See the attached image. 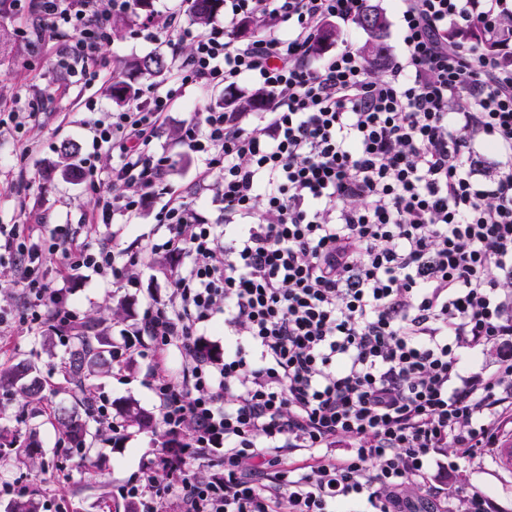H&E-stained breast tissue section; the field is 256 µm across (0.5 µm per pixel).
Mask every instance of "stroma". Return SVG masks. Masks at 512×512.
Instances as JSON below:
<instances>
[{
	"label": "stroma",
	"instance_id": "obj_1",
	"mask_svg": "<svg viewBox=\"0 0 512 512\" xmlns=\"http://www.w3.org/2000/svg\"><path fill=\"white\" fill-rule=\"evenodd\" d=\"M0 25L10 31L28 30L19 37L18 49L0 62V112L27 109L31 115L22 134L0 132V224H23L34 216H45L48 223L68 226L72 232L84 233L83 218L94 207L80 179H63L64 161L59 147L62 142L74 144L85 153L87 140L77 119L83 113V102L92 98L109 110H116L108 86L124 76L125 59L159 51L169 53L166 39L146 42L134 37L131 29L114 36L104 49L96 67L100 84L84 87L73 84L61 63L62 44L41 36L35 21L23 10L0 9ZM38 88L42 99L29 108L31 88ZM224 88L201 91L187 88L175 102L168 120L156 141L158 150L172 158L169 181L178 187L192 183L200 159L185 151L180 142L181 125L189 120L200 104H217ZM31 143V151H23V143ZM37 171L36 181L22 176V169ZM155 207H147L133 218L116 217L103 228L101 241L114 242L121 250L146 253L144 265L134 269L137 287L119 288L85 272L70 285L71 299L80 317L105 319L113 339H120L123 329L140 317L153 297L164 294L165 274L169 264L163 256L147 254L149 241L158 230ZM0 311L15 317L10 335L0 337V364L6 361L32 359L43 378L58 377L69 347L67 337L54 335L50 345H43L41 335L28 331L20 321L26 313L23 295L14 286L10 264H0ZM150 364L135 358L123 368L97 381L93 390L97 404L105 405L109 415H116L121 404L134 401L153 416L161 407L149 388ZM69 393H49L48 409L70 404ZM32 414L16 387L0 386V427L12 431L18 441L36 435L42 450L43 468L23 464L0 466V504L9 500L37 496L40 512H126V499L117 488L135 477L141 467L153 459L160 446L159 435L136 430L122 432L113 441H100L90 462H82L71 450L48 414Z\"/></svg>",
	"mask_w": 512,
	"mask_h": 512
}]
</instances>
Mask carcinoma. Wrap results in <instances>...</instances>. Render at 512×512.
Segmentation results:
<instances>
[{
  "label": "carcinoma",
  "mask_w": 512,
  "mask_h": 512,
  "mask_svg": "<svg viewBox=\"0 0 512 512\" xmlns=\"http://www.w3.org/2000/svg\"><path fill=\"white\" fill-rule=\"evenodd\" d=\"M221 2L223 0H191L190 9L194 23L202 28L208 26ZM359 24L369 36L361 52L372 57V71L379 73L386 61L383 39L388 20L383 13L371 7L362 15ZM336 36L333 26L325 24L310 47L311 53H320ZM123 69L127 79L112 84V98L119 104L134 98L138 78L165 79L170 72V63L164 55L154 53L125 60ZM263 100L262 93L244 96L230 92L224 96L222 105L230 112H253L262 106ZM112 347V336L103 326L102 319L91 317L77 329L75 343L68 351L61 369L62 381L71 391L74 404L55 408L53 418L57 429L71 447L79 452L83 461L91 458L96 441L105 437L102 428L93 427L97 422V415L91 386L94 380L112 372ZM3 382L20 384V392L29 405L37 406L44 400V382L34 375V366L25 360L0 364V384ZM119 415L122 418L121 427L124 429L132 427L139 431L156 432L155 418L133 401L126 402L119 410ZM16 442L15 438L9 440L0 435V460L14 459L36 465L40 449L34 439H29L23 448L16 446ZM4 512H39V501L34 496L12 501L5 506Z\"/></svg>",
  "instance_id": "carcinoma-1"
}]
</instances>
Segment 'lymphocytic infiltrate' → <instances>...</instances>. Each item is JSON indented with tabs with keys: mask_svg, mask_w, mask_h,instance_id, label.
Wrapping results in <instances>:
<instances>
[{
	"mask_svg": "<svg viewBox=\"0 0 512 512\" xmlns=\"http://www.w3.org/2000/svg\"><path fill=\"white\" fill-rule=\"evenodd\" d=\"M367 2L230 0L204 31L152 13L136 35L167 38L170 86L120 112L85 104L90 231L168 197L149 252L172 263L169 293L114 360L150 358L165 430L192 432L119 486L140 512H491L473 484H431L428 465L442 449L448 471L480 464L512 435V0H397L400 53L381 74L352 49L312 62L321 25L356 27ZM130 6L25 0L86 86ZM244 18L257 29L239 40ZM245 78L268 95L257 128L197 109L181 135L197 180L169 186L155 139L179 94ZM145 255L61 224L0 225V262L38 329L78 323L69 270L128 288ZM219 322L216 356L203 343ZM210 448L219 469L198 478L190 464Z\"/></svg>",
	"mask_w": 512,
	"mask_h": 512,
	"instance_id": "1",
	"label": "lymphocytic infiltrate"
}]
</instances>
